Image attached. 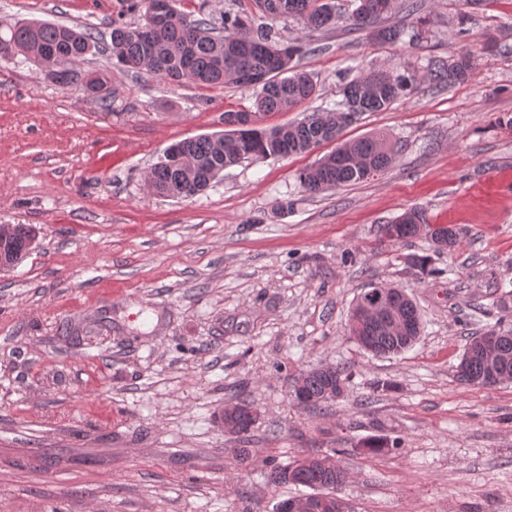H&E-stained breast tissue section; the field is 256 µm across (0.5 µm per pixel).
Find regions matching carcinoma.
<instances>
[{
  "label": "carcinoma",
  "instance_id": "cac0c4a2",
  "mask_svg": "<svg viewBox=\"0 0 512 512\" xmlns=\"http://www.w3.org/2000/svg\"><path fill=\"white\" fill-rule=\"evenodd\" d=\"M149 0H132L131 8L143 10L142 21L136 26L112 22L110 58L115 64L130 71H147L159 78L180 85L233 84L254 91L252 115L260 117L268 112H289L310 99L315 85L309 73L297 68L295 59L304 54V46L297 39L290 44L280 41L276 28L280 18H292L309 31L329 28L338 22L349 29L366 33L384 43L399 40L407 34L412 41L422 39L427 20L421 19L411 29L388 24L396 0L387 11L380 10L381 0H353L355 8L347 15L337 12L334 0H249L250 6L224 12L221 27L217 28L205 15L187 17L177 11L174 0H155L163 6L153 25H147ZM0 34V41L9 43L16 54L30 58L52 81L59 75L68 82H81L86 94L102 102L112 98L108 78L88 72L79 74L72 66L98 49L93 32L80 26L19 19ZM475 67L473 57L463 53L450 60H436L423 76L409 67L372 70L339 86L341 101L336 111L314 112L290 125L265 129L251 124L250 116L237 111L224 113L222 133L199 135L181 140L168 147L159 161L149 170L146 182L159 196L181 200L204 190L215 173L244 159L279 158L300 154L329 141L337 142L331 159L304 169L299 182L304 191L317 194L368 179L367 170L378 173L392 163L397 150L390 137L377 132L350 141L339 136L350 122L342 115L350 113L358 118L366 112H382L398 99L409 95L417 82L426 79L436 85L464 82ZM189 157L195 174L187 183L182 171V157ZM404 226L398 240L405 242L417 236V225H427L426 236L436 252H442L441 224L427 223L424 212L411 209L395 220ZM35 240V231L28 224H13L0 241V266L17 267L29 254ZM381 290L379 286L363 289L357 296L348 333L356 328L360 303ZM396 318L404 329L393 332L387 325L370 326L362 322V332L372 337L369 353L374 356L398 354L419 338L422 320L416 303L410 297L397 301ZM503 335L500 349L509 373L512 374V332L490 327L483 335ZM485 361L470 356L464 369L456 373V380L472 385L483 376ZM351 374L343 366H327L306 371L303 380L302 403L315 407L327 406L342 397L349 388ZM230 419L244 434H249L258 421L257 410L249 403L239 401L224 406ZM340 466H326L320 454L311 453L305 462L293 459L285 465H276L267 472L272 484L302 485L319 494L336 491V472Z\"/></svg>",
  "mask_w": 512,
  "mask_h": 512
}]
</instances>
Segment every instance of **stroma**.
<instances>
[{
    "label": "stroma",
    "instance_id": "stroma-1",
    "mask_svg": "<svg viewBox=\"0 0 512 512\" xmlns=\"http://www.w3.org/2000/svg\"><path fill=\"white\" fill-rule=\"evenodd\" d=\"M423 3L433 24L418 45L278 21L285 39L304 37L298 67L316 92L261 116L266 129L333 106L341 79L373 68L422 72L464 52L477 62L466 82H419L346 128L345 140L388 133L396 161L316 195L299 173L329 143L243 160L186 200L147 188L169 145L252 106L235 85L171 84L97 53L79 67L107 73L104 103L0 61V224L37 231L29 256L0 273V512H274L307 489L265 472L333 448L355 512H512V382L454 377L469 336L512 325V0ZM17 17L105 38L112 20L140 14L128 0H0V28ZM284 199L291 208L275 210ZM413 208L461 233L433 255L437 275L407 262L425 237L384 235ZM372 284L405 289L421 313L418 341L391 358L346 333ZM322 364L351 372L344 397L297 405L293 377ZM386 380L397 391L377 390ZM241 400L260 420L225 434L219 417ZM371 438L402 445L371 457Z\"/></svg>",
    "mask_w": 512,
    "mask_h": 512
}]
</instances>
